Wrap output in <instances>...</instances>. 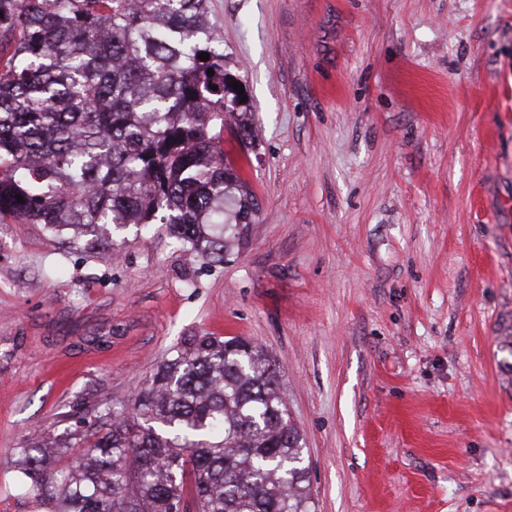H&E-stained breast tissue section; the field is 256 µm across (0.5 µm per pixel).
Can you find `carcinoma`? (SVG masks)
Returning a JSON list of instances; mask_svg holds the SVG:
<instances>
[{"label":"carcinoma","instance_id":"carcinoma-1","mask_svg":"<svg viewBox=\"0 0 512 512\" xmlns=\"http://www.w3.org/2000/svg\"><path fill=\"white\" fill-rule=\"evenodd\" d=\"M233 80L208 0H0V224L92 252L158 218L223 259L254 213L215 131ZM17 453L47 512H179L188 474L198 512H315L276 365L240 337L184 340L130 404Z\"/></svg>","mask_w":512,"mask_h":512}]
</instances>
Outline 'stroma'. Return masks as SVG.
Here are the masks:
<instances>
[{
    "mask_svg": "<svg viewBox=\"0 0 512 512\" xmlns=\"http://www.w3.org/2000/svg\"><path fill=\"white\" fill-rule=\"evenodd\" d=\"M258 206L222 262L165 231L71 253L0 224V512L14 453L119 407L192 336L274 359L315 512H512V0H209Z\"/></svg>",
    "mask_w": 512,
    "mask_h": 512,
    "instance_id": "stroma-1",
    "label": "stroma"
}]
</instances>
